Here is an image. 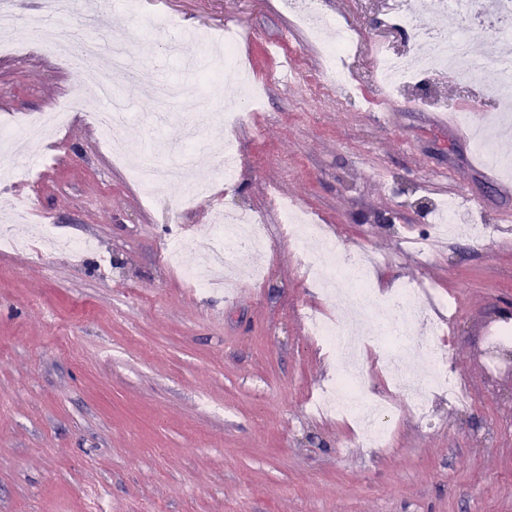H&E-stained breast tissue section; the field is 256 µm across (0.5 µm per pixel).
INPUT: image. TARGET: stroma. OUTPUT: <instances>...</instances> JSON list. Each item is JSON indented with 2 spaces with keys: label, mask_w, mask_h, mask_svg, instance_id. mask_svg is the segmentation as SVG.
<instances>
[{
  "label": "stroma",
  "mask_w": 512,
  "mask_h": 512,
  "mask_svg": "<svg viewBox=\"0 0 512 512\" xmlns=\"http://www.w3.org/2000/svg\"><path fill=\"white\" fill-rule=\"evenodd\" d=\"M89 0H14L20 31L49 25L67 41L88 33ZM359 40L342 86L317 78L323 41L285 0H107L96 12L104 64L112 39L148 27L133 45L157 81L203 99L192 121L212 146L232 138L240 168L203 170L147 198L114 161L91 115L83 76L32 48L0 52V126L87 98V108L13 158L25 176L0 179L4 200L29 198L41 225L93 240L80 254L0 248V512H512V377L484 364L488 327L512 326V192H502L442 109L486 113L497 103L463 70H435L389 89L372 52L409 55L389 0H318ZM207 35L240 38L260 103L225 130L208 114L194 65ZM132 114L121 134L135 154L187 153L181 107L154 83L123 87ZM211 185L188 191L202 175ZM470 200L492 225L483 244L443 239L417 253L434 204ZM313 214L346 247L377 257L373 286L421 285L447 300V360L474 405L433 400L430 421L398 402L390 446L364 448L349 416L313 412L336 358L306 315L336 313L281 223L279 202ZM260 215L266 237L248 255L258 281L203 291L167 260L174 230L204 232L215 212Z\"/></svg>",
  "instance_id": "stroma-1"
}]
</instances>
